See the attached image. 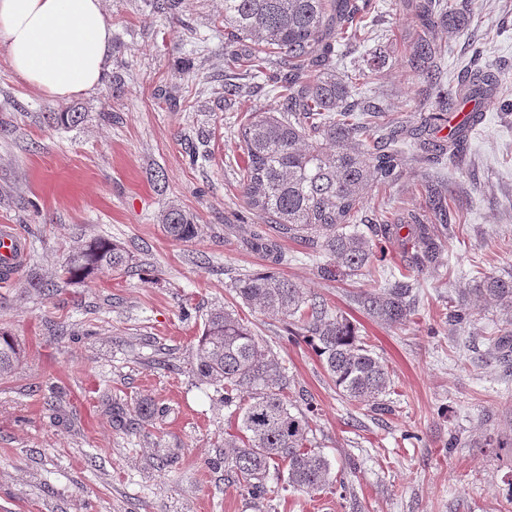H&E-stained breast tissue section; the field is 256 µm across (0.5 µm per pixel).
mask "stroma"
Instances as JSON below:
<instances>
[{"label":"stroma","instance_id":"obj_1","mask_svg":"<svg viewBox=\"0 0 512 512\" xmlns=\"http://www.w3.org/2000/svg\"><path fill=\"white\" fill-rule=\"evenodd\" d=\"M376 3L368 41L342 64L381 54L365 92L405 144L429 114L454 111L474 56L500 76L461 162L439 172L407 153L399 179L366 194L370 219L424 211L437 193L447 200V275H420L409 323L384 324L349 299L405 272L407 231L381 240L384 260L347 282L323 278L308 249L279 240L288 260L276 273L345 316L390 371L392 411L381 416L340 395L303 339L287 341L285 323L231 290L240 274L270 267L248 245L258 219L242 198L233 126L279 101L263 88L225 99V79L245 70L224 58V0H177L168 17L150 0H106L112 57L99 84L68 103L21 80L0 48V228L26 244L0 278V327L26 350L0 379V512H318L326 501L334 512H512V370L488 341L505 318L491 302L467 325L445 318L481 274L512 273V0H475L462 30L435 25L443 58L432 80L409 65L426 31L406 0ZM70 105L83 123L48 122ZM170 206L198 224L195 240L165 234ZM96 237L124 245L134 272L60 279L68 254ZM35 277L54 281L53 293L30 288ZM224 306L287 369L289 397L318 406L316 443L346 491L278 490L266 505L228 484L234 420L189 365L205 314ZM146 399L165 409L149 423L137 412Z\"/></svg>","mask_w":512,"mask_h":512}]
</instances>
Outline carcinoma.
<instances>
[{
  "label": "carcinoma",
  "mask_w": 512,
  "mask_h": 512,
  "mask_svg": "<svg viewBox=\"0 0 512 512\" xmlns=\"http://www.w3.org/2000/svg\"><path fill=\"white\" fill-rule=\"evenodd\" d=\"M433 0H409L425 26L435 24ZM471 0L442 13L440 23L459 28L469 22ZM375 15L371 0H224V55L242 61L275 92V111L248 112L236 133L244 155L239 185L251 211L278 236L321 253L328 262L318 266L324 277L352 279L371 272L376 238L388 237L392 224L384 215L359 229L365 190L373 180L395 181L401 175L405 151L383 111L362 105L356 95L369 75L362 70L336 72L334 56L357 49L369 35ZM250 42L253 54L243 60L237 47ZM440 47L429 36L420 38L410 65L433 77L439 70ZM497 74L489 64H476L457 89L460 102L472 105L479 118L484 101L493 94ZM85 113L72 107L51 112L49 122L74 127ZM415 153L441 165L452 147L419 141ZM416 250L408 266L419 273L441 267L440 239L419 212L407 214ZM165 233L189 242L199 227L170 207L161 214ZM251 245L274 264L285 261L276 239L260 230ZM132 256L107 238H92L70 254L62 268L69 281L86 282L98 274H120ZM416 282L400 275L352 295L369 317L403 324L415 313ZM233 291L243 304L288 321L289 335L301 336L313 348L336 390L352 402L383 415L391 412L386 396L391 376L354 325L320 299L309 297L298 283L270 271L247 273ZM481 295L494 300L506 316V326L492 337L500 349L512 347V275L484 277ZM472 311L461 298L448 321L463 325ZM25 352L13 334L0 328V377L21 364ZM193 373L223 397L224 408L237 419L224 433V471L234 485L254 499L272 493L270 476L295 491L313 493L333 483L329 459L313 447L311 403L300 408L288 399L290 382L284 368L260 345L235 311L222 308L207 314L192 354Z\"/></svg>",
  "instance_id": "cac0c4a2"
}]
</instances>
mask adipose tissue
<instances>
[{"label": "adipose tissue", "instance_id": "adipose-tissue-1", "mask_svg": "<svg viewBox=\"0 0 512 512\" xmlns=\"http://www.w3.org/2000/svg\"><path fill=\"white\" fill-rule=\"evenodd\" d=\"M0 46L20 78L70 100L98 85L111 57L104 0H0Z\"/></svg>", "mask_w": 512, "mask_h": 512}]
</instances>
